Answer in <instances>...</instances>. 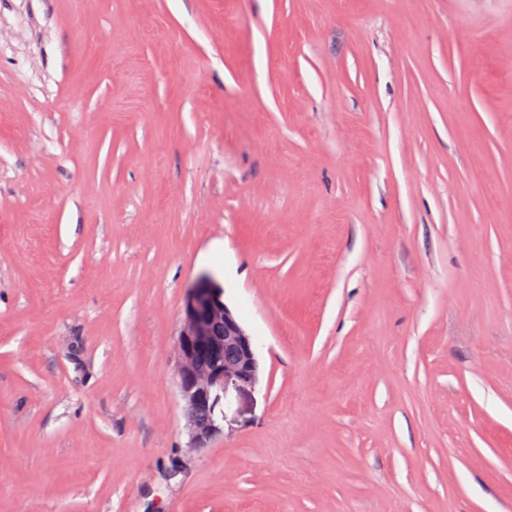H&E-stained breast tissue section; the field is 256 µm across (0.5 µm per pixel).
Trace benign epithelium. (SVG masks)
<instances>
[{"instance_id":"benign-epithelium-1","label":"benign epithelium","mask_w":512,"mask_h":512,"mask_svg":"<svg viewBox=\"0 0 512 512\" xmlns=\"http://www.w3.org/2000/svg\"><path fill=\"white\" fill-rule=\"evenodd\" d=\"M226 351L228 357H220ZM212 352L204 360L201 355ZM260 365L251 336L223 298V289L202 274L188 290L176 352V379L189 447L205 448L221 431L216 408L229 392L249 391L259 381ZM210 416L201 420L197 409Z\"/></svg>"}]
</instances>
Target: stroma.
<instances>
[{"instance_id":"35a3bbf8","label":"stroma","mask_w":512,"mask_h":512,"mask_svg":"<svg viewBox=\"0 0 512 512\" xmlns=\"http://www.w3.org/2000/svg\"><path fill=\"white\" fill-rule=\"evenodd\" d=\"M0 512H512V0H0ZM182 327L176 352V379L190 448H205L221 431L216 408L230 391L257 385L260 365L251 336L223 298V289L202 274L188 290L182 307ZM220 330L217 334L216 331ZM226 351L230 357H220ZM204 352L214 356L204 360ZM210 416L201 420L197 409Z\"/></svg>"}]
</instances>
